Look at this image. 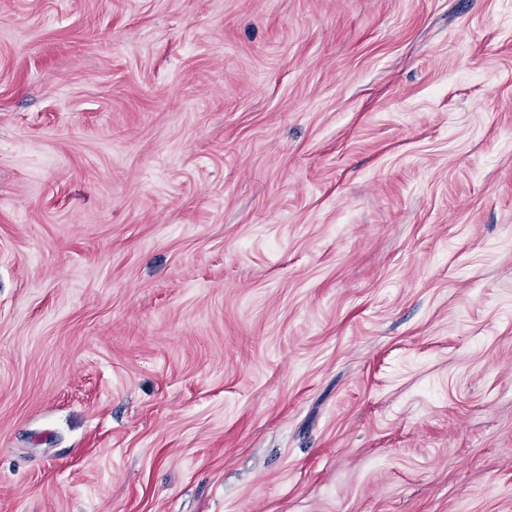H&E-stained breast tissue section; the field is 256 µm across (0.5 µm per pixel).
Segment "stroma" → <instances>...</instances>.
<instances>
[{
  "instance_id": "obj_1",
  "label": "stroma",
  "mask_w": 512,
  "mask_h": 512,
  "mask_svg": "<svg viewBox=\"0 0 512 512\" xmlns=\"http://www.w3.org/2000/svg\"><path fill=\"white\" fill-rule=\"evenodd\" d=\"M0 512H512V0H0Z\"/></svg>"
}]
</instances>
